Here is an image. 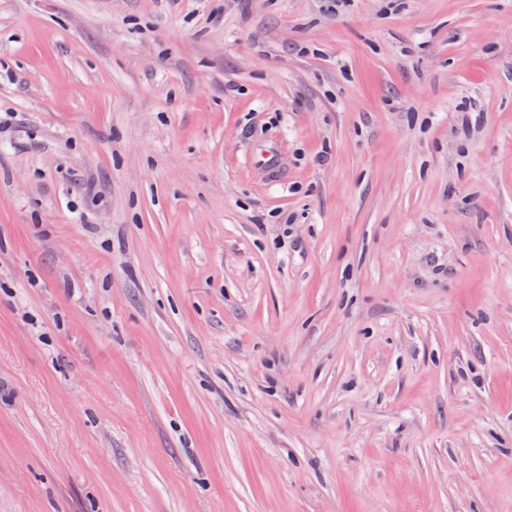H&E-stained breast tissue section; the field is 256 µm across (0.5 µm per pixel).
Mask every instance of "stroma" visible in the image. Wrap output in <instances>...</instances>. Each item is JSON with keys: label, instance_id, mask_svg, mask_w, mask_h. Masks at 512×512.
<instances>
[{"label": "stroma", "instance_id": "obj_1", "mask_svg": "<svg viewBox=\"0 0 512 512\" xmlns=\"http://www.w3.org/2000/svg\"><path fill=\"white\" fill-rule=\"evenodd\" d=\"M0 512H512V0H0Z\"/></svg>", "mask_w": 512, "mask_h": 512}]
</instances>
